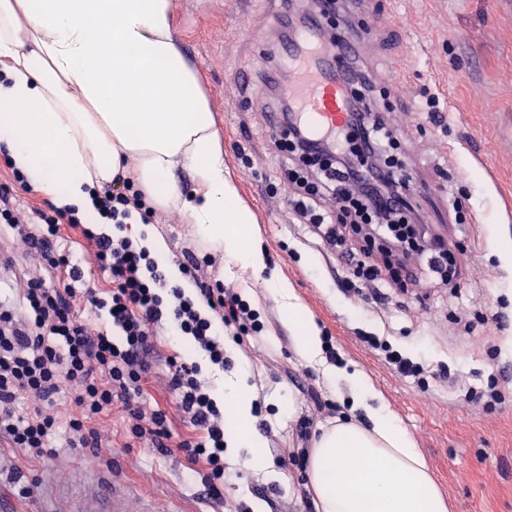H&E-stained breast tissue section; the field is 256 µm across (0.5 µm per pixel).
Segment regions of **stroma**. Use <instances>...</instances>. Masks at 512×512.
Listing matches in <instances>:
<instances>
[{
    "label": "stroma",
    "instance_id": "1",
    "mask_svg": "<svg viewBox=\"0 0 512 512\" xmlns=\"http://www.w3.org/2000/svg\"><path fill=\"white\" fill-rule=\"evenodd\" d=\"M179 44L198 70L224 144L226 167L242 201L256 214L266 271L240 278L237 266L198 238L183 214L156 211L151 227L162 234L175 263L186 252L210 255L206 279L242 293L260 313V336L244 337L240 357L224 367L204 366L211 392L226 378L245 376L254 420L265 425L269 467L255 471L246 450H225L224 490L207 495L189 479L183 455H162L131 441L121 409L102 424V455L94 465L129 494L132 512H316L307 471L287 463L312 448L298 420L314 428L352 412L351 382L341 369L359 370L389 414L409 433L448 500L449 512H512V396L495 408L465 400L462 387L488 377L512 382V264L499 258L512 241V0H347L337 33L384 26L377 39L354 42L358 66L372 82L374 108L394 129L399 154L419 191L415 214L444 238L457 256L456 291L438 285L425 259L419 282L377 303L369 290L344 292L351 271L297 223L272 188L286 176L284 159L271 150L267 102L249 82L262 49L281 38L263 0H173ZM437 94L442 118L419 110ZM468 177L457 180L459 170ZM463 213H454L453 199ZM290 283L297 301L328 336L336 361H305L268 283L270 271ZM380 336L428 369L443 365L455 382L433 378L428 388L399 375L368 348ZM187 358L193 342L158 333L148 386L141 402L169 411L174 435L191 426L168 390L169 354ZM82 457L59 449L36 461L0 444V512H70L81 483ZM31 489L28 498L19 484Z\"/></svg>",
    "mask_w": 512,
    "mask_h": 512
}]
</instances>
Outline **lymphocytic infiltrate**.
Returning a JSON list of instances; mask_svg holds the SVG:
<instances>
[{
    "label": "lymphocytic infiltrate",
    "mask_w": 512,
    "mask_h": 512,
    "mask_svg": "<svg viewBox=\"0 0 512 512\" xmlns=\"http://www.w3.org/2000/svg\"><path fill=\"white\" fill-rule=\"evenodd\" d=\"M339 66L348 82V116L344 127L326 136L298 121L294 105L282 97L290 73L260 80L276 94L287 129L285 138H272L273 147L302 160L288 169L289 209L351 266L356 278L346 281V290L370 288L380 301L387 281L370 262L371 244L381 242L401 254L429 253L436 272L447 268L449 254L428 225L408 219L409 181L391 153L392 129L367 100L368 75L350 54L340 57ZM97 209L111 232L82 226L66 210L37 208L28 222L16 211L11 187L0 183V237L21 238L42 269L18 297L11 279H0V441L35 459L54 456L61 446L95 458L101 447L96 426L119 405L132 421V439L202 466L208 493L220 495L224 413L202 383L200 365L167 358L169 388L192 425L191 433L176 438L168 410L140 402L151 369L147 355L161 326L171 337L193 340L211 365L223 366L225 337L260 332L258 317L241 295L202 280L195 260L182 269L197 287L186 293L146 248L125 236L132 213L152 218L151 206L130 183L104 187ZM66 225L80 231L95 266L110 279L109 288L91 299L99 322L94 329L76 308L84 260L62 246Z\"/></svg>",
    "instance_id": "lymphocytic-infiltrate-1"
}]
</instances>
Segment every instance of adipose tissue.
Listing matches in <instances>:
<instances>
[{"mask_svg":"<svg viewBox=\"0 0 512 512\" xmlns=\"http://www.w3.org/2000/svg\"><path fill=\"white\" fill-rule=\"evenodd\" d=\"M173 0H0V145L27 182L58 207L99 223L91 199L125 160L155 208L181 210L195 234L244 271L266 267L255 213L224 165L209 98L172 31ZM197 184L183 195L173 173ZM269 283L297 325L299 355L315 360L320 331L283 278ZM351 405L368 416L323 427L308 455L318 512H448L426 460L373 388L352 374ZM233 413L224 443L269 466L267 440L248 429L253 401L241 380L224 384Z\"/></svg>","mask_w":512,"mask_h":512,"instance_id":"ef3b65f1","label":"adipose tissue"}]
</instances>
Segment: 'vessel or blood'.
Instances as JSON below:
<instances>
[{
	"instance_id": "vessel-or-blood-1",
	"label": "vessel or blood",
	"mask_w": 512,
	"mask_h": 512,
	"mask_svg": "<svg viewBox=\"0 0 512 512\" xmlns=\"http://www.w3.org/2000/svg\"><path fill=\"white\" fill-rule=\"evenodd\" d=\"M259 64L293 72L284 93L298 106L301 119L312 130L332 132L343 125L347 99L338 76L335 53L319 34L317 23H308L299 38L279 43L263 52ZM89 482L74 512H129L128 498L121 493L104 497L105 478L92 467L86 468Z\"/></svg>"
}]
</instances>
